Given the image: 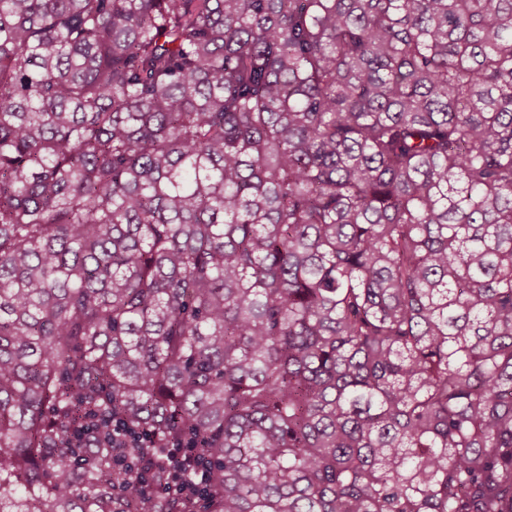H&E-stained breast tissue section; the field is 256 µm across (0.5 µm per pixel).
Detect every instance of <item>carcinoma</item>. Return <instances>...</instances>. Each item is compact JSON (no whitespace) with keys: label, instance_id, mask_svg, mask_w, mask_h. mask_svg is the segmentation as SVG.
Listing matches in <instances>:
<instances>
[{"label":"carcinoma","instance_id":"carcinoma-1","mask_svg":"<svg viewBox=\"0 0 512 512\" xmlns=\"http://www.w3.org/2000/svg\"><path fill=\"white\" fill-rule=\"evenodd\" d=\"M114 422L170 512H512V0H0V512ZM137 440L136 434L131 429L118 425L112 427V447L118 452L115 463L120 468L136 474L139 482L136 483L137 490L145 500L153 501L174 494L187 493L188 486L182 482L187 472L192 474L190 482L193 487L199 488L208 484L209 472L196 460L197 453L194 448H183L182 445L174 444L173 448H166L152 456L144 455L138 458L121 452L123 448L137 445ZM161 463L167 466L171 476L170 482L163 488L155 487L149 479L153 468Z\"/></svg>","mask_w":512,"mask_h":512}]
</instances>
